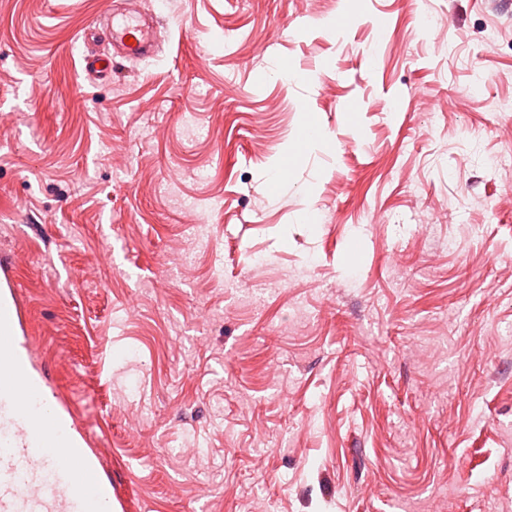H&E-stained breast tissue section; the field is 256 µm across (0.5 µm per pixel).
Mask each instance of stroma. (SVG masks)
I'll return each instance as SVG.
<instances>
[{
	"label": "stroma",
	"instance_id": "1",
	"mask_svg": "<svg viewBox=\"0 0 512 512\" xmlns=\"http://www.w3.org/2000/svg\"><path fill=\"white\" fill-rule=\"evenodd\" d=\"M101 8L0 0V295L127 512H512V0ZM112 44L126 60H139L154 55L158 49L152 25L141 16L125 15L122 22L107 16L105 11L95 21V26L84 34ZM130 38L133 42L129 43ZM114 57L107 54L88 53L83 57V69L89 76L107 78L112 74V60Z\"/></svg>",
	"mask_w": 512,
	"mask_h": 512
}]
</instances>
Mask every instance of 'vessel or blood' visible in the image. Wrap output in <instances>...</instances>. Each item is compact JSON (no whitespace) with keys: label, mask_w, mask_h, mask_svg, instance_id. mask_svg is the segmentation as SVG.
I'll return each instance as SVG.
<instances>
[{"label":"vessel or blood","mask_w":512,"mask_h":512,"mask_svg":"<svg viewBox=\"0 0 512 512\" xmlns=\"http://www.w3.org/2000/svg\"><path fill=\"white\" fill-rule=\"evenodd\" d=\"M88 35L114 48L110 54L84 55V71L98 78L111 75L114 55L139 60L158 49L152 25L139 16L117 21L99 15ZM28 377L24 362L0 375V512H126L127 500L112 494L110 477L95 474L93 487H86V473L96 462L94 449L57 447L44 422L9 405Z\"/></svg>","instance_id":"1"}]
</instances>
